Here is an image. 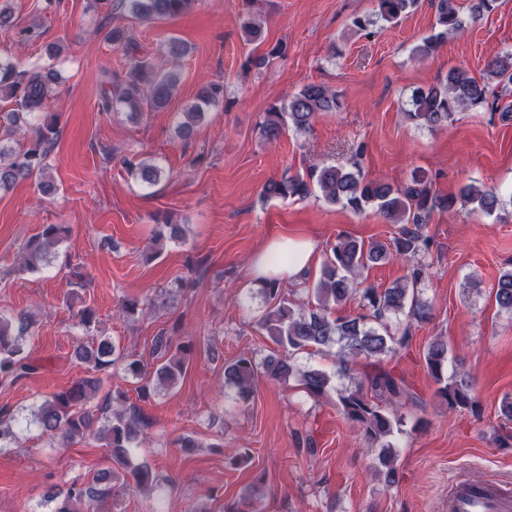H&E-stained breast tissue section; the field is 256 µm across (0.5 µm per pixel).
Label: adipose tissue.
<instances>
[{"label": "adipose tissue", "mask_w": 512, "mask_h": 512, "mask_svg": "<svg viewBox=\"0 0 512 512\" xmlns=\"http://www.w3.org/2000/svg\"><path fill=\"white\" fill-rule=\"evenodd\" d=\"M315 252V242L308 239L272 240L254 263V279L260 284L271 278H293L309 265Z\"/></svg>", "instance_id": "adipose-tissue-1"}]
</instances>
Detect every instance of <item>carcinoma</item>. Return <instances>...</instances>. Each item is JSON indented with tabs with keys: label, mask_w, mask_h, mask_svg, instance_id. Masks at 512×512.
<instances>
[{
	"label": "carcinoma",
	"mask_w": 512,
	"mask_h": 512,
	"mask_svg": "<svg viewBox=\"0 0 512 512\" xmlns=\"http://www.w3.org/2000/svg\"><path fill=\"white\" fill-rule=\"evenodd\" d=\"M197 0H118L123 14L142 22L174 20L189 12ZM418 6V0H376L373 16H357L352 26L365 31L374 20L395 23ZM463 29V22L454 0H438L435 23L431 33L417 43L412 54L418 59L433 55L449 38ZM104 41L112 48L129 50L136 46L131 31L115 24L104 33ZM499 79L512 83V53L493 58L487 63L485 75L476 77L462 68L448 70L446 78L436 85L414 92L408 120L418 126L434 129L448 122L457 112L482 108L487 103L489 81ZM179 81L173 71H157L143 60L134 61L126 79L115 83L111 92L100 95L99 109L115 112L126 109L137 114L165 106L172 98ZM58 74L51 68L30 70L20 65L18 57H0V101L11 108L0 113V190L8 189L20 180L42 178L49 155L59 136L53 121L33 120L48 109L57 93ZM224 101L223 86L209 83L201 87L194 104L190 105L179 131L189 137L205 119L212 106ZM342 103L336 92L320 83H307L290 95L287 101L269 107L260 123V135L265 141L279 137L284 126L297 131L311 127L324 113L337 112ZM130 176L152 185L159 179L161 168L130 158L125 161ZM329 206H340L361 213L369 208L391 224H399V232L387 242H365L340 235L322 264L320 275L308 290L312 299L302 307L290 300L280 283L273 280L263 285L265 312L258 319L260 328L269 339L286 351L283 356H269L258 364L253 355L242 354L224 368V383L233 386L243 398L253 392L259 376L275 382H285L296 368L291 355L298 352H329L336 349V376L348 377L365 362L366 370L352 387L336 390L342 416L354 424L367 442L381 448L374 469L387 486L400 481L394 446L388 438L402 431L404 417L400 409L411 404L424 409L423 402L411 391L404 376L380 365L386 357H394L409 338V327H401L402 317L425 322L431 318L430 305L420 298V288L427 278L425 256L431 241L423 227L436 212L454 210L456 205H475L492 214L506 204H512V193L504 197L499 189L468 184L458 195H438L431 192L426 173L415 169L401 187L382 180H366L358 162L348 166H313L306 173H283L269 179L262 187L265 199L305 198L314 192ZM68 234L64 224H45L31 237L21 255V266L37 270L49 263L58 246ZM392 259L407 262L403 280L380 292L370 285L362 286V273ZM496 304L512 311V268L502 271L493 289ZM360 296L363 309L369 314L333 315V308L354 296ZM155 309L150 301L129 299L124 304L128 317L148 315ZM34 322L26 314L16 317L0 315V376L18 377L30 370L25 353L26 338L33 335ZM154 354L160 360L155 375L159 382L170 386L177 383L186 369L187 349L172 350L170 338L155 337ZM116 347L107 336L89 346L80 345L75 356L91 366L89 375L76 381L69 389L45 399L33 411L25 424L35 425L41 433L64 440L95 436L110 449L113 469L100 473L89 483L73 482L67 489L55 491L48 501L55 503L52 512H100L101 505L112 495V482L121 477L125 485L137 489L160 487V476L148 466H133L130 449L138 447L139 437L147 425L134 411L112 409L111 392H102L101 375L116 362L123 363L126 374L135 379L146 376L142 360L131 356L115 357ZM428 373L438 385L437 395L450 409H472L475 401L472 383L465 374L448 373V343L433 339L424 352ZM330 377L322 370L302 373V385L308 395L320 397L328 391ZM19 419L0 416V447L11 446L17 439L15 424ZM124 473H119V470Z\"/></svg>",
	"instance_id": "obj_1"
}]
</instances>
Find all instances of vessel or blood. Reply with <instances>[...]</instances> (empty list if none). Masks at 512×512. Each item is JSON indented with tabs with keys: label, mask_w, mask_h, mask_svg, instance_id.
Here are the masks:
<instances>
[{
	"label": "vessel or blood",
	"mask_w": 512,
	"mask_h": 512,
	"mask_svg": "<svg viewBox=\"0 0 512 512\" xmlns=\"http://www.w3.org/2000/svg\"><path fill=\"white\" fill-rule=\"evenodd\" d=\"M448 512H512V484L461 477L448 485Z\"/></svg>",
	"instance_id": "vessel-or-blood-1"
}]
</instances>
